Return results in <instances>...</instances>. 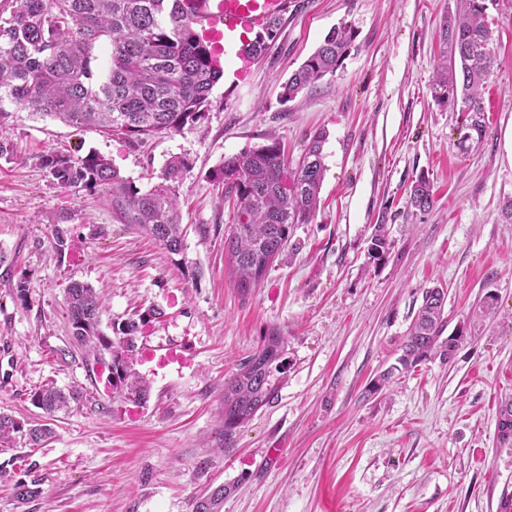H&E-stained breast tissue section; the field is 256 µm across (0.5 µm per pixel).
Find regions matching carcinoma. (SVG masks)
Segmentation results:
<instances>
[{"mask_svg":"<svg viewBox=\"0 0 512 512\" xmlns=\"http://www.w3.org/2000/svg\"><path fill=\"white\" fill-rule=\"evenodd\" d=\"M193 0H0V157L12 154L6 136L9 101L32 114L69 126L93 127L132 145L164 134L181 133L203 120L213 87L224 74L202 40L192 12ZM488 0H459L441 27L447 47L445 62L433 80L434 99L452 109L476 115L485 111L483 90L494 60L487 46L492 39ZM282 25L276 17L251 43L260 57L275 42ZM354 41L350 26L327 33L315 51L282 85L286 103L305 89L334 74ZM324 135L314 133L299 170L288 177L277 141L224 158L214 178L224 182V197L233 199L232 224L224 250L234 270L236 287L245 292L261 282L258 270L268 259L278 260L288 248L294 225L309 224L319 206L326 171ZM42 165L62 187L101 191L124 224L153 237L168 252L183 250L182 217L177 194L190 168L187 158L166 163L160 182L143 191L123 178L112 162L96 150L73 157L50 153ZM433 204L428 178L410 188L407 205L425 211ZM73 346L99 363L112 352V392L143 400L146 381L131 368L134 340L160 312L147 309L136 319L101 329L103 302L91 286L72 282L66 288ZM446 294L432 288L403 343L399 363L409 369L431 358L450 360L467 335L465 326L448 336ZM285 351L284 337L271 328L260 345L224 379V441L267 405L277 390ZM78 395L52 384L31 392L32 404L52 414ZM53 434L45 424L32 425L0 413V445L21 438L32 448ZM14 497L27 501L40 494L39 484L18 479ZM234 485L224 484L192 504V512H219Z\"/></svg>","mask_w":512,"mask_h":512,"instance_id":"carcinoma-1","label":"carcinoma"}]
</instances>
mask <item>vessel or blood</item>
Segmentation results:
<instances>
[{"label": "vessel or blood", "mask_w": 512, "mask_h": 512, "mask_svg": "<svg viewBox=\"0 0 512 512\" xmlns=\"http://www.w3.org/2000/svg\"><path fill=\"white\" fill-rule=\"evenodd\" d=\"M201 34L216 57L224 61V79L230 85L245 81L254 59L253 36L268 20L287 13L289 0H194Z\"/></svg>", "instance_id": "vessel-or-blood-1"}]
</instances>
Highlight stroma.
Masks as SVG:
<instances>
[{
  "label": "stroma",
  "mask_w": 512,
  "mask_h": 512,
  "mask_svg": "<svg viewBox=\"0 0 512 512\" xmlns=\"http://www.w3.org/2000/svg\"><path fill=\"white\" fill-rule=\"evenodd\" d=\"M276 46L235 90L217 83L205 119L145 145L43 120L6 103L11 157L0 158V412L49 421L39 448L0 447V512H192V501L235 484L221 512H499L512 493V446L497 418L512 402V0L489 15L495 66L483 95L482 138L467 113L432 97L443 63L440 25L455 0H295ZM355 41L334 75L280 102L282 85L340 24ZM324 131L320 208L295 225L292 250L248 292L224 251L231 222L213 174L226 157L279 139L297 171ZM97 150L141 189L173 156L189 159L179 191L184 250L167 252L123 224L106 195L54 184L51 152ZM427 211L409 209L418 176ZM72 215V248L53 229ZM388 247L370 250L375 224ZM28 291L17 298L16 283ZM101 291V329L149 308L160 319L136 340L134 370L150 382L135 403L106 389L70 342L65 289ZM447 294L449 328L466 340L450 360L397 370L424 292ZM494 298L495 311L479 310ZM285 338L269 404L224 439V379L268 328ZM170 346L180 360L144 359ZM390 383L369 388L385 370ZM79 400L45 417L30 394L46 383ZM38 480L16 502L11 483ZM433 204V193L428 178L420 176L410 188L407 205L411 208L426 211Z\"/></svg>",
  "instance_id": "obj_1"
}]
</instances>
